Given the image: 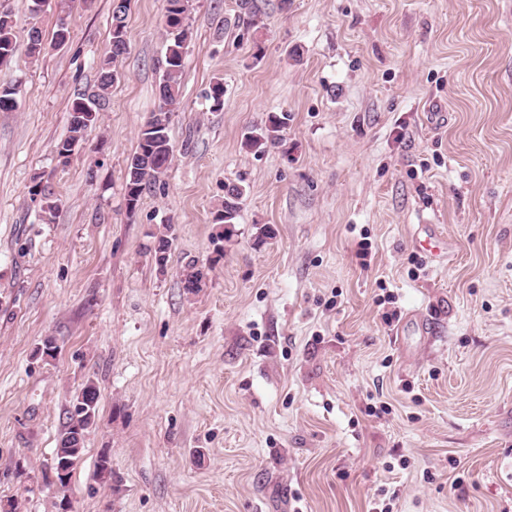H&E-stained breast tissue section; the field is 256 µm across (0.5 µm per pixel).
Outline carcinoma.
I'll return each instance as SVG.
<instances>
[{
  "label": "carcinoma",
  "mask_w": 512,
  "mask_h": 512,
  "mask_svg": "<svg viewBox=\"0 0 512 512\" xmlns=\"http://www.w3.org/2000/svg\"><path fill=\"white\" fill-rule=\"evenodd\" d=\"M131 0H112V40L105 59L98 71L97 91L91 95H78L70 106V135L59 144L57 156L63 163L69 161L77 146L83 141L88 128L99 119V111L119 74V62L128 53L126 19ZM163 14L166 35L164 68L158 84L159 107L151 113L141 128L138 147L128 159L125 184V201L128 212L137 210L143 196L152 191L168 169L173 158V147L168 135L170 112L179 104L180 77L184 67V55L190 39V13L192 0H165ZM44 49L42 31L36 25L29 30L25 46L27 55L35 57ZM17 51L13 34V20L9 13L0 12V65L8 62ZM17 87L11 83L0 84V112H15L19 107ZM288 124V114L271 113L245 137L243 146L248 151L259 152L274 147L281 140V132ZM32 194L41 197L44 220L53 222L59 211L58 199L33 187ZM244 189L236 183L224 185V202L217 210L215 221L228 228L236 224ZM172 239L161 234L154 247L158 266H165ZM99 391L89 380L77 394L69 411L66 425L61 432L52 470L63 461L74 467L84 451L86 433L95 423Z\"/></svg>",
  "instance_id": "carcinoma-1"
}]
</instances>
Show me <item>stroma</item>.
I'll return each mask as SVG.
<instances>
[{"instance_id":"1","label":"stroma","mask_w":512,"mask_h":512,"mask_svg":"<svg viewBox=\"0 0 512 512\" xmlns=\"http://www.w3.org/2000/svg\"><path fill=\"white\" fill-rule=\"evenodd\" d=\"M258 4L263 26L248 32L236 0H194L173 159L131 214L163 0H131L120 76L64 165L56 148L72 100L96 89L112 0H46L36 17L32 0H0L19 45L0 67L19 88L18 110L0 112V503L512 512V0ZM271 112L290 116L282 142L246 151ZM230 181L246 195L223 243L214 215ZM37 184L61 204L54 223ZM424 224L448 256L418 268ZM193 261L207 276L190 294ZM411 320L433 322L431 343ZM90 379L96 420L63 489L47 472ZM380 403L386 414H368Z\"/></svg>"}]
</instances>
